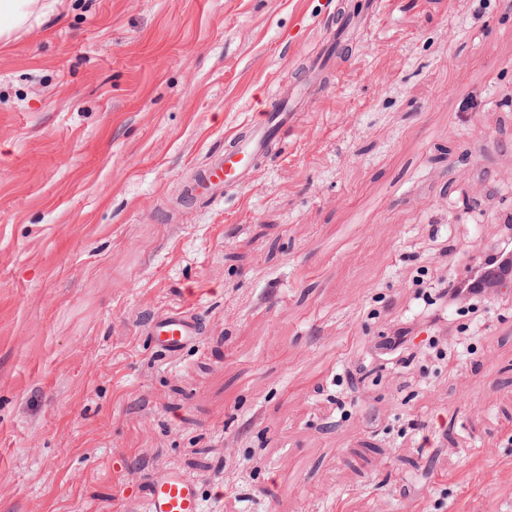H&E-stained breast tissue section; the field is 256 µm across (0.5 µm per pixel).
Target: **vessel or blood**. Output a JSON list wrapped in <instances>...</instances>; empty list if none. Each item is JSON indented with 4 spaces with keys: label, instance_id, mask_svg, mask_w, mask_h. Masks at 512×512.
Wrapping results in <instances>:
<instances>
[{
    "label": "vessel or blood",
    "instance_id": "vessel-or-blood-1",
    "mask_svg": "<svg viewBox=\"0 0 512 512\" xmlns=\"http://www.w3.org/2000/svg\"><path fill=\"white\" fill-rule=\"evenodd\" d=\"M301 96L302 91L296 86L275 93L266 123L232 135L223 153L214 157L201 175L197 192L241 188L255 163L268 159L270 141L284 136ZM147 332L156 351L174 355L200 342L202 324L196 314L176 309L150 323ZM145 512H200L195 482L178 473L153 474Z\"/></svg>",
    "mask_w": 512,
    "mask_h": 512
}]
</instances>
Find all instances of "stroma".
<instances>
[{
    "label": "stroma",
    "mask_w": 512,
    "mask_h": 512,
    "mask_svg": "<svg viewBox=\"0 0 512 512\" xmlns=\"http://www.w3.org/2000/svg\"><path fill=\"white\" fill-rule=\"evenodd\" d=\"M0 40V512H512V284L422 292L512 217V0H43ZM239 192L185 198L279 83ZM201 342L166 358L150 320ZM148 336L157 352L175 355L202 339V324L195 313L175 309L149 324ZM146 512H199L197 487L178 473H156L149 479Z\"/></svg>",
    "instance_id": "1"
}]
</instances>
